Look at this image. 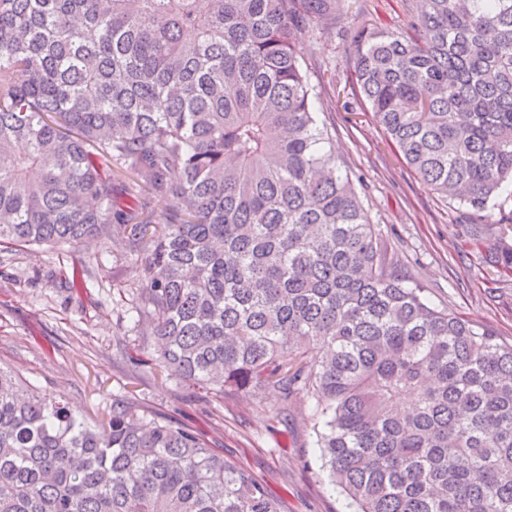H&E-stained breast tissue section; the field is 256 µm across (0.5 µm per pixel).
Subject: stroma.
<instances>
[{
    "label": "stroma",
    "mask_w": 512,
    "mask_h": 512,
    "mask_svg": "<svg viewBox=\"0 0 512 512\" xmlns=\"http://www.w3.org/2000/svg\"><path fill=\"white\" fill-rule=\"evenodd\" d=\"M403 0H347L336 31L304 33L298 52L311 76L325 75L319 117L336 162L357 185L364 208L389 241L401 274L434 303L512 336V282L479 265L464 230L467 211L430 191L407 166L357 97L347 60L355 35L375 24L397 28ZM85 269L74 291L62 272ZM139 264L121 241L0 251V367L44 393L62 394L86 419H107L113 399L135 396L156 414L204 432L225 458L284 491L281 512H348L314 448L307 402L275 393L217 395L153 375L129 358L140 343L129 287Z\"/></svg>",
    "instance_id": "1"
}]
</instances>
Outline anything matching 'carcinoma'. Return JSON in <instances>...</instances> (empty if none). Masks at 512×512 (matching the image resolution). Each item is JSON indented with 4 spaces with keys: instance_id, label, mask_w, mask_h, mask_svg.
I'll list each match as a JSON object with an SVG mask.
<instances>
[{
    "instance_id": "obj_1",
    "label": "carcinoma",
    "mask_w": 512,
    "mask_h": 512,
    "mask_svg": "<svg viewBox=\"0 0 512 512\" xmlns=\"http://www.w3.org/2000/svg\"><path fill=\"white\" fill-rule=\"evenodd\" d=\"M344 2L0 0V246L122 233L153 369L309 402L350 512H512V342L397 273L295 50ZM420 3L403 32L362 30L352 85L424 184L481 217L512 182V0ZM120 179L170 211L124 218ZM468 233L512 281V224ZM279 502L176 419L124 397L93 423L0 367V512Z\"/></svg>"
}]
</instances>
